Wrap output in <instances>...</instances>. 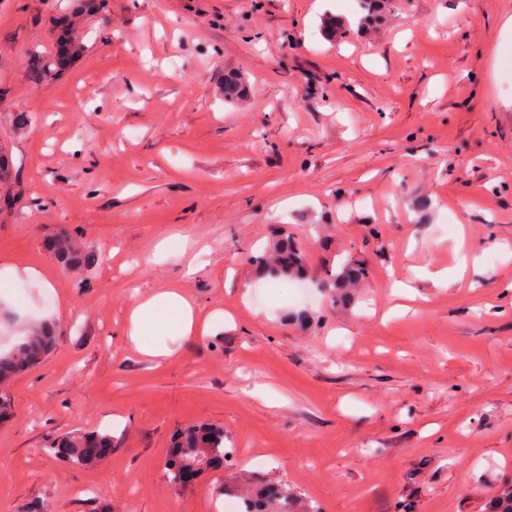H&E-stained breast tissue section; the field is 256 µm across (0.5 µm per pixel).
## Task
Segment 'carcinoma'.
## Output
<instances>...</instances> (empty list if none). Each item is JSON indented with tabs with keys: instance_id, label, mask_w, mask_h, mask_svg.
<instances>
[{
	"instance_id": "carcinoma-1",
	"label": "carcinoma",
	"mask_w": 512,
	"mask_h": 512,
	"mask_svg": "<svg viewBox=\"0 0 512 512\" xmlns=\"http://www.w3.org/2000/svg\"><path fill=\"white\" fill-rule=\"evenodd\" d=\"M360 13L365 21L380 19L387 9V0H359ZM344 21L328 15L323 22V33L336 38L342 33ZM245 79L238 73L224 77V100L242 101L247 97ZM45 250L65 267L88 261L79 244L62 228L43 243ZM249 262L260 277L273 279H303L306 276L305 255L299 244L285 239L274 247V255H251ZM368 270L354 262L341 266L336 273L327 275L321 287L330 293L363 278ZM55 336L46 323L30 324L20 341L6 353H0V378L24 372L41 363L53 348ZM48 452L61 462L77 468L93 469L111 452L112 439L99 432H76L52 443ZM224 428L217 425H191L180 431L166 462L168 481L184 488L203 473L225 469L224 484L242 497L244 512H319L311 502L294 490L282 486H259L252 475L226 463ZM488 512H512V481L502 483L489 501Z\"/></svg>"
}]
</instances>
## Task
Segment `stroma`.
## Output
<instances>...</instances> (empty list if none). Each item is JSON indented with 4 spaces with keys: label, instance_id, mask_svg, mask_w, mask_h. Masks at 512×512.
I'll return each instance as SVG.
<instances>
[{
    "label": "stroma",
    "instance_id": "35a3bbf8",
    "mask_svg": "<svg viewBox=\"0 0 512 512\" xmlns=\"http://www.w3.org/2000/svg\"><path fill=\"white\" fill-rule=\"evenodd\" d=\"M348 34L328 42L324 14ZM0 0V352L49 322L46 360L0 384V512H223L222 471L165 476L213 423L235 463L321 512H482L512 480V0ZM71 23L79 57L35 77ZM253 89L226 103L228 70ZM66 228L90 253L62 267ZM315 280L259 278L278 228ZM175 290L205 332L157 309ZM105 431L94 469L51 442ZM43 246L48 253L65 267L76 266L80 263H85L89 259V255L83 254L79 244L65 228H61L50 238L46 239ZM368 270L361 264L348 262L341 266L336 273L327 274V279L321 283V288H326L330 293H336V288H344L346 284L363 278ZM158 305L166 306L173 313L176 323L183 334L197 332L198 324L195 322L193 309L190 304L178 293L165 292L149 302L140 305L133 316L132 323L136 328L142 327L150 312Z\"/></svg>",
    "mask_w": 512,
    "mask_h": 512
}]
</instances>
